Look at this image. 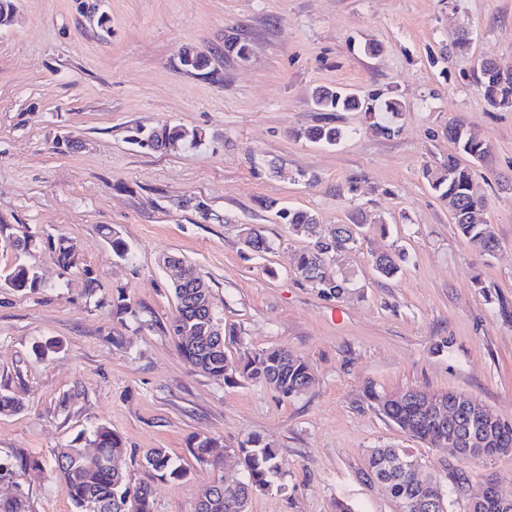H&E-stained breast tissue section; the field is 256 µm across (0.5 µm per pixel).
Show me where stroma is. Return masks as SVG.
<instances>
[{
    "label": "stroma",
    "mask_w": 512,
    "mask_h": 512,
    "mask_svg": "<svg viewBox=\"0 0 512 512\" xmlns=\"http://www.w3.org/2000/svg\"><path fill=\"white\" fill-rule=\"evenodd\" d=\"M0 27V271L23 263L41 286L0 287V392L20 406L0 416V456H36L98 424L119 434L131 482L153 492L155 512H195L200 492L241 473L235 455L196 461L191 435L230 447L257 435L286 464L279 485L250 512H398L366 481L368 449H408L443 485L456 471L471 484L495 477L512 495V455L462 464L390 424L366 386L396 396L416 388L463 392L512 420V111H490L471 74L490 58L512 68V0H15ZM466 48H458L461 32ZM247 43L239 60L227 36ZM374 54H365V46ZM193 46L211 76L185 70ZM319 85L406 103L398 135L376 133L363 113H339L348 135L327 146L297 138L321 124ZM466 120L489 141L472 165L498 240L476 255L425 167L446 159L444 128ZM168 123L202 131V145L153 151L136 127ZM356 194H348V179ZM312 212L324 226L354 206L380 213L387 234L367 232L345 261L357 291L320 297L296 270L309 242L278 223L265 202ZM126 242L120 260L99 232ZM255 227L272 249L253 254ZM28 252L11 242L25 233ZM66 238L77 266L62 272L51 245ZM410 261L380 278L375 253L392 246ZM194 264L224 319V349L283 347L307 359L314 384L286 398L266 384L203 374L166 330L176 300L163 259ZM99 281L95 293L86 275ZM124 296L132 312L112 314ZM61 348L37 357L35 342ZM151 448L187 468L162 480L142 465ZM34 512H75L55 481L20 479Z\"/></svg>",
    "instance_id": "obj_1"
}]
</instances>
